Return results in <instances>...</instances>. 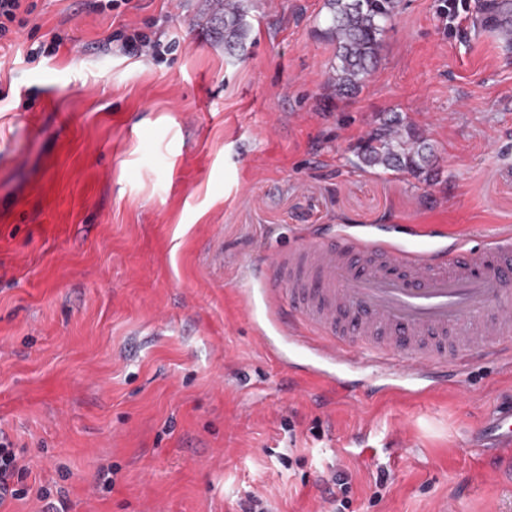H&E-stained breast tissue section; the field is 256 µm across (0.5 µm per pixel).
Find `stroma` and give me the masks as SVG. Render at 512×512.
I'll return each mask as SVG.
<instances>
[{"mask_svg": "<svg viewBox=\"0 0 512 512\" xmlns=\"http://www.w3.org/2000/svg\"><path fill=\"white\" fill-rule=\"evenodd\" d=\"M485 2L401 0L340 95L326 0H248L233 58L217 0H37L0 41V432L30 489L0 512H43L42 487L67 512H240L251 492L326 512L340 466L348 512H512V472L470 447L512 369L476 360L465 397H387L366 373L337 394L266 356L244 279L305 240L441 249L512 225V40ZM147 24L173 44L161 60L107 49ZM393 114L430 176L360 163Z\"/></svg>", "mask_w": 512, "mask_h": 512, "instance_id": "obj_1", "label": "stroma"}]
</instances>
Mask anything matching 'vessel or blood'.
<instances>
[{
	"instance_id": "obj_1",
	"label": "vessel or blood",
	"mask_w": 512,
	"mask_h": 512,
	"mask_svg": "<svg viewBox=\"0 0 512 512\" xmlns=\"http://www.w3.org/2000/svg\"><path fill=\"white\" fill-rule=\"evenodd\" d=\"M259 269L267 323L255 331L267 355L306 359L337 389L369 370L385 393L412 398L466 390L478 357L512 368L511 225L432 251L349 235L309 240ZM482 440L512 463V404L485 422Z\"/></svg>"
}]
</instances>
